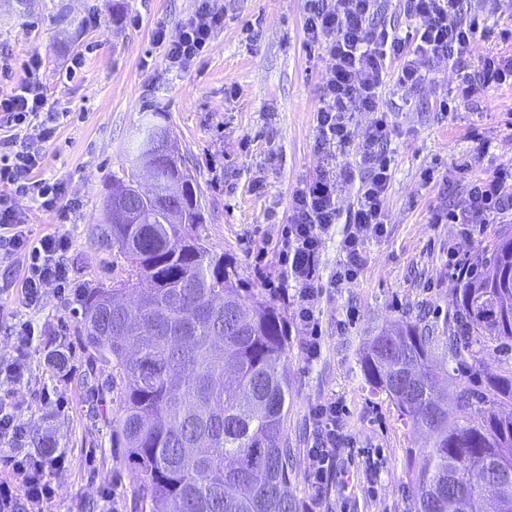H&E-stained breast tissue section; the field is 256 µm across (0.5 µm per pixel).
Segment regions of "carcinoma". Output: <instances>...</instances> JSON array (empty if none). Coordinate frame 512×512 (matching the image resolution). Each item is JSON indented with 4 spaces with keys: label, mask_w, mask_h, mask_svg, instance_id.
Returning a JSON list of instances; mask_svg holds the SVG:
<instances>
[{
    "label": "carcinoma",
    "mask_w": 512,
    "mask_h": 512,
    "mask_svg": "<svg viewBox=\"0 0 512 512\" xmlns=\"http://www.w3.org/2000/svg\"><path fill=\"white\" fill-rule=\"evenodd\" d=\"M164 119L148 112L139 120L130 166L104 185L102 218L114 189L136 184V163ZM170 183L182 186L181 212L165 224L158 204ZM137 209V223H108L98 236L120 274L80 295L81 335L124 383L112 447L125 450L149 512H292L285 305L206 246L201 189L178 145L155 197ZM473 267L452 313L432 321L408 314L379 327L360 352L369 387L428 432L413 460L415 512H448L450 493L458 495L453 512H481L486 496L508 500L512 512V481L471 480L488 462L512 474V370L481 376L486 346L512 350V291L494 287L496 276L512 275L511 224ZM458 377L465 385L451 415L438 381Z\"/></svg>",
    "instance_id": "cac0c4a2"
}]
</instances>
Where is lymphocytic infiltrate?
<instances>
[{
	"mask_svg": "<svg viewBox=\"0 0 512 512\" xmlns=\"http://www.w3.org/2000/svg\"><path fill=\"white\" fill-rule=\"evenodd\" d=\"M459 3L460 0H406V10L417 23V36L411 42L400 37L395 28L377 23L381 0H306L304 36L308 43L322 49L332 62V70L316 108L322 161L293 193L279 258L284 277L293 287L297 338L307 359H314L321 352V299L325 286L357 280L367 238L387 232L385 200L391 180L390 161L378 152L389 129L387 114L380 104L382 89L390 80L401 87L417 89L425 80L422 62L441 58L458 62L477 38L484 36L478 20L463 16ZM219 22V15L211 14L207 0H202L198 16L165 46L169 67L179 70L199 59ZM40 71L41 59L35 54L26 64L23 81H14L10 71L0 69V83L10 86L9 92L0 95V128L9 130L8 135L0 136V252L16 256L21 262V301L28 307L39 304L46 286L66 287L69 267L64 256L71 247L70 238L59 231L31 238L16 206L24 198L53 211L61 200L59 186L35 176L44 157L43 146L54 138L57 121L56 113L45 110ZM355 112L375 116L360 146L361 159L370 171L356 191L352 229L340 245L342 257L324 280L319 274L321 251L336 222L338 192L351 180L350 169L334 164L333 152L350 143V119ZM35 119L41 122L37 140L19 139L16 128ZM509 181L511 164L498 167L489 177L470 181L466 209L446 215L434 213V222L458 224L463 234H470L472 225L512 210V195L502 191ZM342 414V406L335 402L316 406L311 413L314 441L307 457L312 494L302 503L301 512H318L337 454L354 447L353 437L344 431ZM63 464V457L52 455L47 448L14 462L10 474L0 475V512H14L21 497L32 512H42L43 504L54 495L53 471Z\"/></svg>",
	"mask_w": 512,
	"mask_h": 512,
	"instance_id": "obj_1",
	"label": "lymphocytic infiltrate"
}]
</instances>
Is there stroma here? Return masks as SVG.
I'll return each instance as SVG.
<instances>
[{"instance_id": "1", "label": "stroma", "mask_w": 512, "mask_h": 512, "mask_svg": "<svg viewBox=\"0 0 512 512\" xmlns=\"http://www.w3.org/2000/svg\"><path fill=\"white\" fill-rule=\"evenodd\" d=\"M199 0H0V67L25 77L32 54L42 59L47 111L64 113L48 143L41 178L62 190L55 212L18 203L32 236L68 234L71 283L65 292L46 288L39 306L19 303L20 272L0 254V365L14 352L20 323L32 326L26 385L0 387V411L30 426L22 446L0 448L8 459L33 453L50 440L65 463L54 473L55 495L44 512H98L103 493L115 491L116 512H148L137 495L123 449L112 445V425L123 394L119 373L99 359L81 336L75 291L111 284V250L94 240L101 218L103 183L123 163L142 113L159 108L168 117L195 173L205 207L199 232L216 254L235 259L252 287L281 282L275 248L289 218L293 190L320 164L315 109L331 69L303 32L305 0H210L222 18L205 56L169 69L157 33L176 37L196 14ZM479 12L488 33L460 68L438 61L427 67L421 88L386 84L381 106L390 136L383 153L393 170L385 201L387 233L365 245V266L349 285L327 289L322 302L320 356L307 361L290 342V400L286 433L293 456L289 490L294 504L311 494L307 450L313 442L311 410L343 406L346 430L369 450L381 478L368 485L362 468L336 460V481L322 512H410V471L426 435L396 405L371 391L359 368L366 336L405 314L452 310L459 280L450 252L475 255L494 231L478 224L472 235L458 225L436 224L434 211L458 212L471 179L512 160V84L478 88L462 96L459 71H477L490 55H512V0H461L462 14ZM83 66L65 71L74 57ZM447 111H439V100ZM354 197L343 188L335 228L320 265L328 275L339 244L351 229ZM67 344L75 371L57 380L48 354Z\"/></svg>"}]
</instances>
